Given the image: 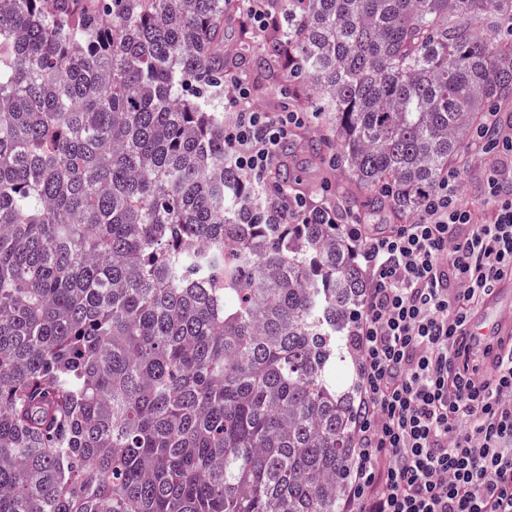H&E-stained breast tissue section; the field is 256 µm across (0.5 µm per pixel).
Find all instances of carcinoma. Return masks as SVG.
<instances>
[{"instance_id":"cac0c4a2","label":"carcinoma","mask_w":512,"mask_h":512,"mask_svg":"<svg viewBox=\"0 0 512 512\" xmlns=\"http://www.w3.org/2000/svg\"><path fill=\"white\" fill-rule=\"evenodd\" d=\"M300 145L416 219L512 112V0H279ZM238 0H0V512H341L369 282L224 146ZM488 113L490 115L486 119L483 134L479 135L478 138L489 136L499 144L500 142H506L507 146L511 147L510 151L512 152V124H504L499 112Z\"/></svg>"}]
</instances>
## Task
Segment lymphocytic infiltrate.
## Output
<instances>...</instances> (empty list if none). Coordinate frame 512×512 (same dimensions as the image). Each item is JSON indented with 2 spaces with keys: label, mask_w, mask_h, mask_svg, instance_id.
<instances>
[{
  "label": "lymphocytic infiltrate",
  "mask_w": 512,
  "mask_h": 512,
  "mask_svg": "<svg viewBox=\"0 0 512 512\" xmlns=\"http://www.w3.org/2000/svg\"><path fill=\"white\" fill-rule=\"evenodd\" d=\"M233 119L224 143L237 168L269 181L301 112L256 105L246 75L226 74ZM491 207L457 203L442 186L406 224H363L354 241L371 277L352 344L361 380L351 512H512V335L476 347L471 315L512 280V162L486 183ZM281 220L339 223L341 201L284 190Z\"/></svg>",
  "instance_id": "lymphocytic-infiltrate-1"
}]
</instances>
